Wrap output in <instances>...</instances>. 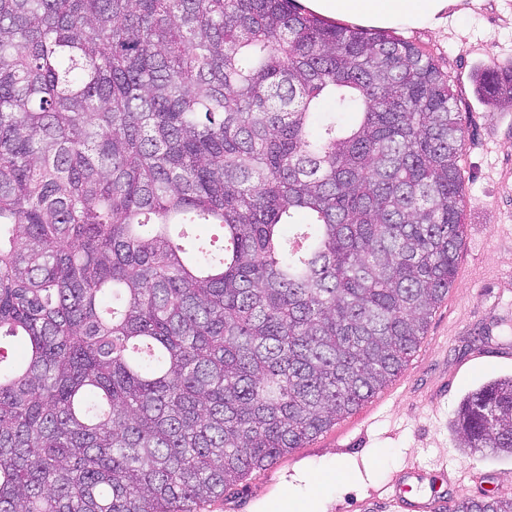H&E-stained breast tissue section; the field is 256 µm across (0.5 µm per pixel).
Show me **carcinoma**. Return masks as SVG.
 Returning a JSON list of instances; mask_svg holds the SVG:
<instances>
[{"instance_id":"carcinoma-1","label":"carcinoma","mask_w":512,"mask_h":512,"mask_svg":"<svg viewBox=\"0 0 512 512\" xmlns=\"http://www.w3.org/2000/svg\"><path fill=\"white\" fill-rule=\"evenodd\" d=\"M463 133L434 56L294 0H0V512H206L356 411L455 281ZM455 426L512 457V376Z\"/></svg>"}]
</instances>
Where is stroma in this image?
<instances>
[{"label":"stroma","mask_w":512,"mask_h":512,"mask_svg":"<svg viewBox=\"0 0 512 512\" xmlns=\"http://www.w3.org/2000/svg\"><path fill=\"white\" fill-rule=\"evenodd\" d=\"M459 31L413 28L400 38L433 54L448 73L461 112L471 118L462 145L465 244L455 282L399 374L404 388L380 390L363 405L248 477L210 512H265L286 490L313 498L317 512H361L367 494L412 463L441 474L449 497L512 492V457L461 445L454 427L461 400L481 384L512 374V356L472 359L474 339L512 349V111H489L475 96L476 69L512 62V0H461ZM370 461L369 476H332L335 462Z\"/></svg>","instance_id":"35a3bbf8"}]
</instances>
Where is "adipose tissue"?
<instances>
[{
  "instance_id": "1",
  "label": "adipose tissue",
  "mask_w": 512,
  "mask_h": 512,
  "mask_svg": "<svg viewBox=\"0 0 512 512\" xmlns=\"http://www.w3.org/2000/svg\"><path fill=\"white\" fill-rule=\"evenodd\" d=\"M459 0H306L324 17L374 28H439Z\"/></svg>"
}]
</instances>
